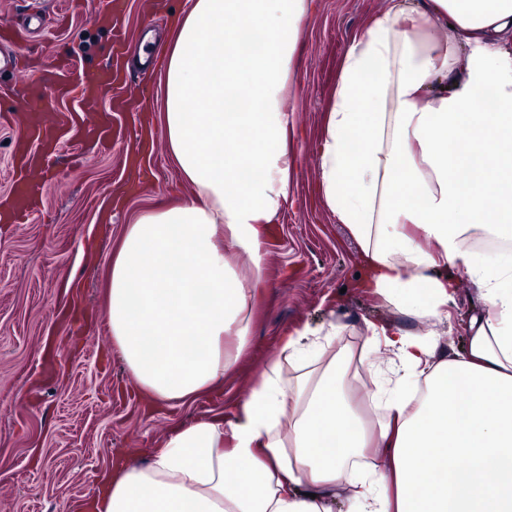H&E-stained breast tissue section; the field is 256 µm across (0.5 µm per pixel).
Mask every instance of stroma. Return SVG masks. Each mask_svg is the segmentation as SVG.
I'll list each match as a JSON object with an SVG mask.
<instances>
[{"label":"stroma","instance_id":"stroma-1","mask_svg":"<svg viewBox=\"0 0 512 512\" xmlns=\"http://www.w3.org/2000/svg\"><path fill=\"white\" fill-rule=\"evenodd\" d=\"M103 0H0V25L22 30L15 53L62 71H41L43 107L80 121L83 106L60 96L107 58L111 36L94 22ZM189 0H124L131 81L105 92L97 116L112 141L63 140L47 156L42 199L19 224L0 223V512H83L111 464H145L165 438L195 419L232 418L254 376L289 337L328 323L342 327L347 348L361 349L367 322L407 320L355 288L363 252L337 222L320 191L318 145L347 48L391 0H318L289 79L286 108L295 126L288 206L267 239L257 307L236 372L220 389L183 405L155 403L141 391L104 320L109 270L127 224L144 210L179 204L189 193L167 149L158 66L135 64L142 37L163 48ZM30 94L10 65L0 66V201L12 189L22 128L13 116ZM476 302L468 277L457 284L439 327L441 347H462Z\"/></svg>","mask_w":512,"mask_h":512}]
</instances>
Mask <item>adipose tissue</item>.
I'll list each match as a JSON object with an SVG mask.
<instances>
[{"instance_id": "ef3b65f1", "label": "adipose tissue", "mask_w": 512, "mask_h": 512, "mask_svg": "<svg viewBox=\"0 0 512 512\" xmlns=\"http://www.w3.org/2000/svg\"><path fill=\"white\" fill-rule=\"evenodd\" d=\"M314 0H191L167 42L165 132L190 194L127 225L112 346L152 399L223 385L250 333L266 230L288 204V74ZM512 0H394L348 48L319 146L323 199L363 249L359 286L444 322L477 287L462 350L369 323L368 377L309 330L232 419L175 430L111 469L90 512H512ZM475 232L504 252L465 247ZM291 375H284V365ZM374 392L382 418L357 413ZM386 472H358L373 449Z\"/></svg>"}]
</instances>
